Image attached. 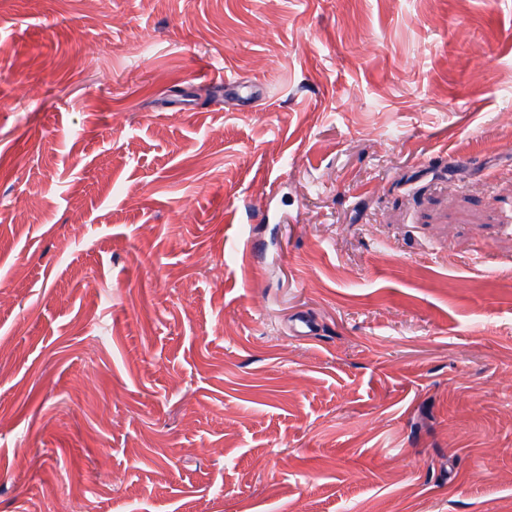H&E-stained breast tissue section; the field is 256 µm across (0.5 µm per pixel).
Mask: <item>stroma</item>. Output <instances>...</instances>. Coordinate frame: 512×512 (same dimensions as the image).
Listing matches in <instances>:
<instances>
[{"mask_svg": "<svg viewBox=\"0 0 512 512\" xmlns=\"http://www.w3.org/2000/svg\"><path fill=\"white\" fill-rule=\"evenodd\" d=\"M510 117L512 0H0V512H512Z\"/></svg>", "mask_w": 512, "mask_h": 512, "instance_id": "1", "label": "stroma"}]
</instances>
